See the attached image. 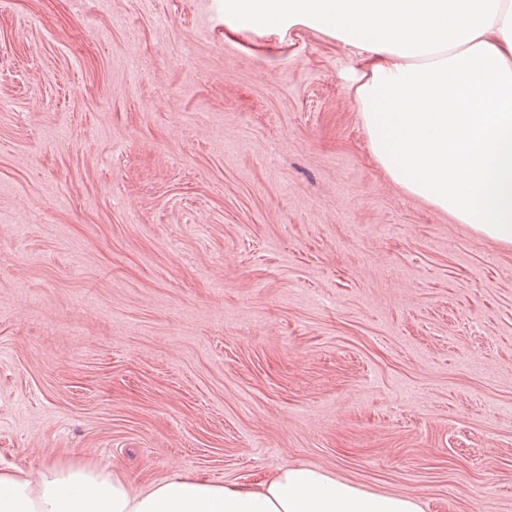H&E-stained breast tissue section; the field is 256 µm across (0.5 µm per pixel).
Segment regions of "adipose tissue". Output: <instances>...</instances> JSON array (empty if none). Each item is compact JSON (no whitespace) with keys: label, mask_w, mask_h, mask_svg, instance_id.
Wrapping results in <instances>:
<instances>
[{"label":"adipose tissue","mask_w":512,"mask_h":512,"mask_svg":"<svg viewBox=\"0 0 512 512\" xmlns=\"http://www.w3.org/2000/svg\"><path fill=\"white\" fill-rule=\"evenodd\" d=\"M234 32H323L357 50L350 90L369 149L410 195L512 247V0H224ZM0 512H426L283 464L256 481L183 473L138 489L119 467H0Z\"/></svg>","instance_id":"obj_1"}]
</instances>
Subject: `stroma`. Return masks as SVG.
Listing matches in <instances>:
<instances>
[{"label":"stroma","instance_id":"stroma-1","mask_svg":"<svg viewBox=\"0 0 512 512\" xmlns=\"http://www.w3.org/2000/svg\"><path fill=\"white\" fill-rule=\"evenodd\" d=\"M358 62L224 0H0V465L512 512V249L389 180Z\"/></svg>","mask_w":512,"mask_h":512}]
</instances>
